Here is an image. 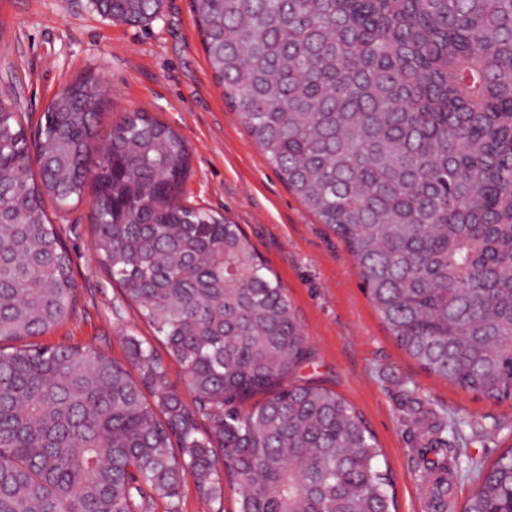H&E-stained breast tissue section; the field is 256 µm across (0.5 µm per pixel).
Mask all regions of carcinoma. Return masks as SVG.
I'll use <instances>...</instances> for the list:
<instances>
[{
	"label": "carcinoma",
	"instance_id": "carcinoma-1",
	"mask_svg": "<svg viewBox=\"0 0 512 512\" xmlns=\"http://www.w3.org/2000/svg\"><path fill=\"white\" fill-rule=\"evenodd\" d=\"M190 2L215 84L344 243L397 345L512 402V0ZM159 5L98 0L128 24ZM104 101L88 78L68 84L34 140L0 103V512H143L153 494L178 512L188 471L208 499L233 487L236 512H396L363 416L298 375L314 352L287 289L240 225L182 199L183 137L128 112L100 140ZM89 181L95 249L181 365L190 407L133 334L124 362L35 341L79 292L45 199L63 211ZM447 448L425 425L435 499ZM474 470L462 512H512V448Z\"/></svg>",
	"mask_w": 512,
	"mask_h": 512
}]
</instances>
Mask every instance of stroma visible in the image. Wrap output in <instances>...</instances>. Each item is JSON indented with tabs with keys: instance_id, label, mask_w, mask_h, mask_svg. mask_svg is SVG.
<instances>
[{
	"instance_id": "35a3bbf8",
	"label": "stroma",
	"mask_w": 512,
	"mask_h": 512,
	"mask_svg": "<svg viewBox=\"0 0 512 512\" xmlns=\"http://www.w3.org/2000/svg\"><path fill=\"white\" fill-rule=\"evenodd\" d=\"M93 78L107 92L101 119L150 113L190 148L183 197L241 224L281 279L315 356L301 373L342 395L383 449L397 512H428L416 446L422 421H462L454 438L451 499L461 512L475 492V461L512 447V403L458 389L427 374L401 350L367 297L343 242L289 190L216 86L190 0H161L157 16L133 26L102 14L94 0H0V101L37 127L69 83ZM94 193L57 230L72 258L79 296L72 319L41 336L125 356L124 338L153 339L135 306L112 285L93 241Z\"/></svg>"
}]
</instances>
